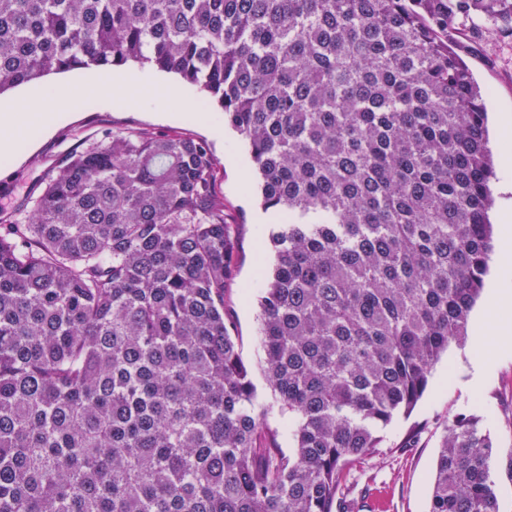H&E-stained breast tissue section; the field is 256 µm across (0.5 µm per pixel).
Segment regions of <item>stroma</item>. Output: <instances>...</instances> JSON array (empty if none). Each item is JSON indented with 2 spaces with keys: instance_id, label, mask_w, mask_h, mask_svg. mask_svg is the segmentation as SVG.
<instances>
[{
  "instance_id": "obj_1",
  "label": "stroma",
  "mask_w": 512,
  "mask_h": 512,
  "mask_svg": "<svg viewBox=\"0 0 512 512\" xmlns=\"http://www.w3.org/2000/svg\"><path fill=\"white\" fill-rule=\"evenodd\" d=\"M464 60L482 92L489 115L512 121V44L503 43L491 31L470 38ZM126 71L141 73L169 83L208 113V121L177 119L181 103L160 95L150 100L115 105L88 100L69 110L48 133L27 146L11 162L0 161V230L11 212L26 196L38 192L48 175L58 170L71 154L88 143L118 131L146 130L157 134L177 133L205 141L215 161V191L224 202V219L234 236L236 275L224 292V308L233 327L242 362L251 373L258 402L267 408V420L281 431L282 448L292 445L282 429L288 417L263 372L260 321L255 293L260 264H271L274 253L270 235L274 229L259 205L254 190V169L248 146L232 130L215 137L211 127L223 124L224 116L199 87L179 83L177 76L150 66L129 63ZM512 321V307L486 308L477 300L469 318L470 332L464 344H450L435 364L423 397L412 412L397 417L380 432L381 443L363 468L349 479L352 495L361 512H429L431 482L444 430L454 416H483L499 454L512 451V353L500 358L486 373L481 386H474L476 357L494 336L478 339L474 330L481 318Z\"/></svg>"
}]
</instances>
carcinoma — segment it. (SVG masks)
<instances>
[{
	"label": "carcinoma",
	"instance_id": "cac0c4a2",
	"mask_svg": "<svg viewBox=\"0 0 512 512\" xmlns=\"http://www.w3.org/2000/svg\"><path fill=\"white\" fill-rule=\"evenodd\" d=\"M512 0H0V95L150 65L248 143L272 270L258 409L224 310L205 143L116 132L0 234V512H353L348 476L467 336L494 177L465 31ZM483 418L445 428L429 512H498ZM111 69L103 68H86L77 69L63 74L50 75L39 81L38 83H32L29 85L20 86L15 88L8 93L1 95L0 97V109L10 105L15 99L21 96L23 93L39 89L48 85L63 83V82H81L91 77L92 75L99 72H109Z\"/></svg>",
	"mask_w": 512,
	"mask_h": 512
}]
</instances>
